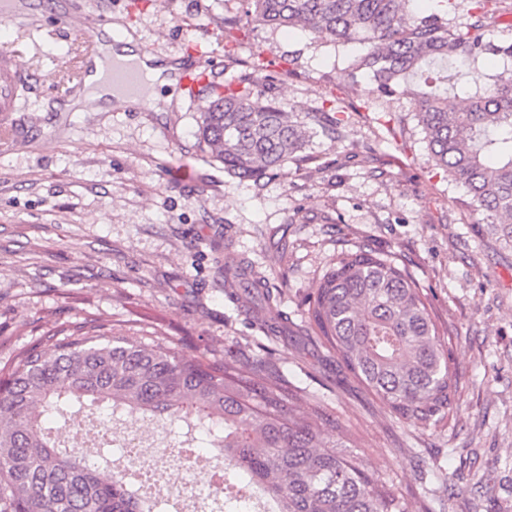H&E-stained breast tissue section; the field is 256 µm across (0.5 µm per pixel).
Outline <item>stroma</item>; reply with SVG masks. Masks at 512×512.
<instances>
[{
	"instance_id": "35a3bbf8",
	"label": "stroma",
	"mask_w": 512,
	"mask_h": 512,
	"mask_svg": "<svg viewBox=\"0 0 512 512\" xmlns=\"http://www.w3.org/2000/svg\"><path fill=\"white\" fill-rule=\"evenodd\" d=\"M95 2L154 54L208 56L210 84L242 71L224 65L232 38L239 58L260 55L272 73L303 49L280 86L286 111L367 106L344 116L347 149L314 139L311 161L286 163L257 186L203 158L206 96L180 91L168 112L49 111L87 16L62 25L42 11L0 25V48L33 79L17 102L21 142L0 151V367L47 328L91 314L115 325L162 318L189 354L220 358L230 346L248 357L265 346L290 389L333 408L351 454L396 487L403 512H421L434 455L454 490L446 512H512V246L472 230L466 195L435 169L410 93L379 105L369 84L350 85L333 45L251 23L243 0ZM228 17L239 20L230 32ZM359 246L396 252L430 293L453 351L456 419L408 426L307 342L309 294L338 252ZM230 260L266 276L287 340L260 332L225 293Z\"/></svg>"
}]
</instances>
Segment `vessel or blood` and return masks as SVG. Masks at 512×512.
<instances>
[{"label":"vessel or blood","instance_id":"1","mask_svg":"<svg viewBox=\"0 0 512 512\" xmlns=\"http://www.w3.org/2000/svg\"><path fill=\"white\" fill-rule=\"evenodd\" d=\"M108 16H98L87 25L79 38L82 47V57L73 76L69 79L65 90L73 92L83 89L88 75V66L99 63L107 79L114 84L122 85L129 92H136L142 80V74L136 64L131 61H121L103 55L100 45V34L104 28L111 25ZM30 88L28 76L18 65L16 56L9 49L0 50V149L8 150L20 141L17 123L12 114L17 109V101Z\"/></svg>","mask_w":512,"mask_h":512}]
</instances>
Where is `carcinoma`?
<instances>
[{"label": "carcinoma", "instance_id": "carcinoma-1", "mask_svg": "<svg viewBox=\"0 0 512 512\" xmlns=\"http://www.w3.org/2000/svg\"><path fill=\"white\" fill-rule=\"evenodd\" d=\"M246 0L251 19L300 28L336 47L362 46L348 59L355 86L367 80L388 103L405 82L418 86L413 112L437 168L465 189L468 207L512 243V76L466 79L480 58L512 60V39L492 37L509 0ZM244 77L211 88L200 142L224 170L255 184L289 161L310 159L316 137L343 143L350 104L288 112L282 78L255 56ZM235 290L256 305L276 302L265 277H238ZM309 341L336 368L373 393L391 415L438 427L457 410V379L433 304L396 254L339 253L308 301ZM273 351L243 359L189 355L163 326L142 319L115 327L90 315L48 329L0 369V512H158L129 473L99 476L107 458H86L56 432L91 410L139 411L204 433L272 512H401L395 491L345 452L349 439L321 399L286 390L271 370ZM305 402L304 415L296 406ZM430 499L452 486L437 465Z\"/></svg>", "mask_w": 512, "mask_h": 512}]
</instances>
